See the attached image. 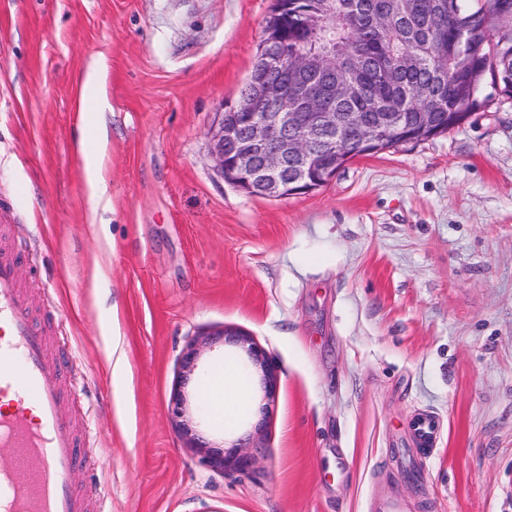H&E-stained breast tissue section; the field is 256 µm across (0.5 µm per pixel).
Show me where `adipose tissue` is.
Listing matches in <instances>:
<instances>
[{
    "label": "adipose tissue",
    "mask_w": 512,
    "mask_h": 512,
    "mask_svg": "<svg viewBox=\"0 0 512 512\" xmlns=\"http://www.w3.org/2000/svg\"><path fill=\"white\" fill-rule=\"evenodd\" d=\"M201 394L212 418L222 424H231L249 407L246 383L233 361L217 365L206 376Z\"/></svg>",
    "instance_id": "ef3b65f1"
}]
</instances>
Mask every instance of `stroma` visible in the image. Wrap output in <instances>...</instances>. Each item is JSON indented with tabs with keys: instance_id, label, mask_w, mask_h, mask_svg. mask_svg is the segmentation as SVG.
Listing matches in <instances>:
<instances>
[{
	"instance_id": "35a3bbf8",
	"label": "stroma",
	"mask_w": 512,
	"mask_h": 512,
	"mask_svg": "<svg viewBox=\"0 0 512 512\" xmlns=\"http://www.w3.org/2000/svg\"><path fill=\"white\" fill-rule=\"evenodd\" d=\"M271 6L0 0V213L64 363L48 379L73 493L84 512H370L391 493L406 512H512V100L311 193L246 194L211 133ZM101 121L96 200L77 142ZM238 334L275 362L273 403ZM228 358L252 399L230 427L199 399ZM421 411L441 422L430 454ZM238 443L251 468L209 463ZM411 431L421 448L430 449L439 436L440 424L432 413L420 412L411 422Z\"/></svg>"
}]
</instances>
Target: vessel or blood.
<instances>
[{"instance_id":"1","label":"vessel or blood","mask_w":512,"mask_h":512,"mask_svg":"<svg viewBox=\"0 0 512 512\" xmlns=\"http://www.w3.org/2000/svg\"><path fill=\"white\" fill-rule=\"evenodd\" d=\"M16 256L0 255V446L12 455L0 469V512H83L69 476L78 465L75 442L60 417L59 399L45 378L51 366L44 338L31 322L18 288ZM421 448L440 433L429 412L414 416Z\"/></svg>"}]
</instances>
